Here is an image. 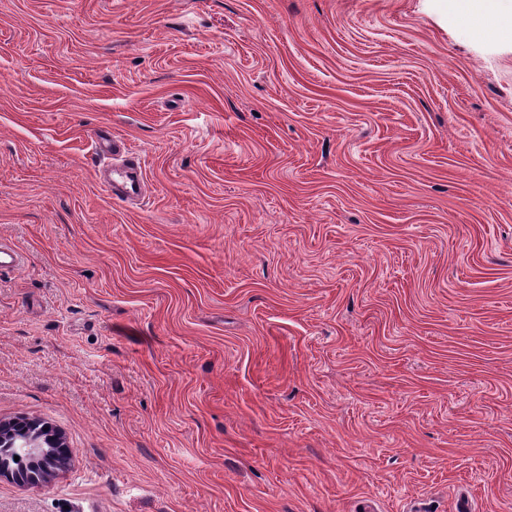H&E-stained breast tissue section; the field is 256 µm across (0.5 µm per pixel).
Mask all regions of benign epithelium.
<instances>
[{
    "mask_svg": "<svg viewBox=\"0 0 512 512\" xmlns=\"http://www.w3.org/2000/svg\"><path fill=\"white\" fill-rule=\"evenodd\" d=\"M21 428L27 434V447L34 451L47 447L50 449V454L41 459V470L29 475L20 474L0 456V478H8L21 486L37 485L50 480L67 466L72 455L71 449L65 443L61 432L41 420L24 417L9 421L1 420L0 446L11 442L16 431Z\"/></svg>",
    "mask_w": 512,
    "mask_h": 512,
    "instance_id": "7a95c632",
    "label": "benign epithelium"
}]
</instances>
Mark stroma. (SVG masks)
<instances>
[{
	"mask_svg": "<svg viewBox=\"0 0 512 512\" xmlns=\"http://www.w3.org/2000/svg\"><path fill=\"white\" fill-rule=\"evenodd\" d=\"M440 0H0V512H512V39ZM140 158L108 196L95 136ZM103 147H109L112 159L120 160V163L110 167L116 177L103 179L102 186L111 194L125 199H138L143 193V176L140 163L127 156L123 140L115 136L110 139L98 136L96 150L103 151ZM20 428L25 430L27 445L22 447L31 448L36 451L39 448H50V455L43 452L45 458L41 459L42 468L37 474L22 475L13 469L7 460L0 456V478L11 479L21 486L37 485L47 482L59 471L63 470L69 463L72 455L71 448H68L64 437L57 429L49 424L29 418H17L9 421H0V446L7 442L10 446L12 438Z\"/></svg>",
	"mask_w": 512,
	"mask_h": 512,
	"instance_id": "1",
	"label": "stroma"
}]
</instances>
